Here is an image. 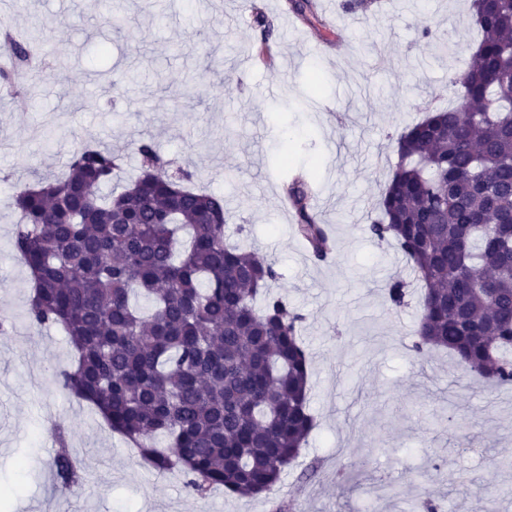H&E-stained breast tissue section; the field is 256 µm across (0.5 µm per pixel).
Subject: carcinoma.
Wrapping results in <instances>:
<instances>
[{
    "instance_id": "obj_1",
    "label": "carcinoma",
    "mask_w": 512,
    "mask_h": 512,
    "mask_svg": "<svg viewBox=\"0 0 512 512\" xmlns=\"http://www.w3.org/2000/svg\"><path fill=\"white\" fill-rule=\"evenodd\" d=\"M480 33L472 61L454 73L457 100L406 127L399 161L369 226L402 253L424 286L411 350L444 349L474 377L512 384V0H471ZM0 16L16 90L39 55ZM137 175L117 195L99 189L123 156L91 143L61 177L20 188L13 250L31 277L25 314L58 327L73 351L56 378L90 403L143 465L178 473L196 497L270 492L315 427L303 316L271 292L274 264L225 242L224 198L164 170L151 141L136 147ZM294 230L315 259L333 250L311 212L312 180L285 184ZM393 310L408 282L386 288ZM147 303L142 310L137 300ZM56 489L83 473L55 432Z\"/></svg>"
}]
</instances>
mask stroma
Returning <instances> with one entry per match:
<instances>
[{"label": "stroma", "instance_id": "1", "mask_svg": "<svg viewBox=\"0 0 512 512\" xmlns=\"http://www.w3.org/2000/svg\"><path fill=\"white\" fill-rule=\"evenodd\" d=\"M0 0L18 31L40 26L47 64L34 98L0 101V506L5 512H419L432 496L453 512H512V386L491 389L442 352L411 351L417 303L394 311L385 287L408 278L402 254L373 237V204L398 162L395 139L427 109L455 103L453 73L478 32L470 0ZM274 25L267 58L252 12ZM444 33L449 50L423 27ZM320 89L312 91L311 78ZM223 82L209 94L200 81ZM123 155L153 140L172 168L219 194L229 234L271 261L273 290L303 315L316 428L277 489L192 495L184 480L140 466L123 438L55 374L72 359L64 333L26 319V266L12 248L13 194L60 175L86 139ZM316 173L335 248L314 260L293 230L284 185ZM66 428L85 471L55 490L46 466Z\"/></svg>", "mask_w": 512, "mask_h": 512}]
</instances>
